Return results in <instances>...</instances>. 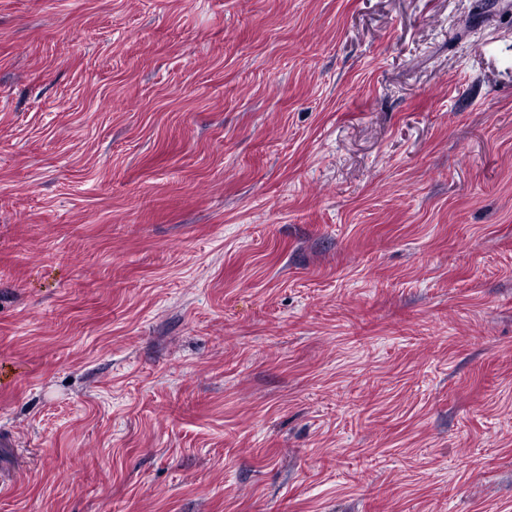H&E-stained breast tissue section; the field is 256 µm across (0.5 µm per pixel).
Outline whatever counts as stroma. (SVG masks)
I'll list each match as a JSON object with an SVG mask.
<instances>
[{
    "instance_id": "1",
    "label": "stroma",
    "mask_w": 512,
    "mask_h": 512,
    "mask_svg": "<svg viewBox=\"0 0 512 512\" xmlns=\"http://www.w3.org/2000/svg\"><path fill=\"white\" fill-rule=\"evenodd\" d=\"M0 512H512V0H0Z\"/></svg>"
}]
</instances>
